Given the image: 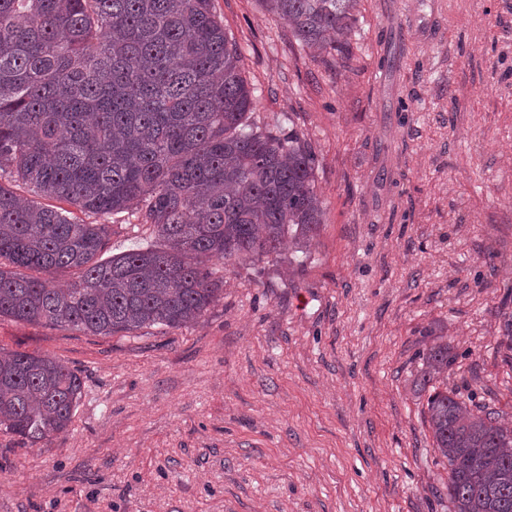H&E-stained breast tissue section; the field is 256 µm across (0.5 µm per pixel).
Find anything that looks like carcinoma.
Here are the masks:
<instances>
[{
  "mask_svg": "<svg viewBox=\"0 0 512 512\" xmlns=\"http://www.w3.org/2000/svg\"><path fill=\"white\" fill-rule=\"evenodd\" d=\"M306 48L345 49L356 0H258ZM241 55L212 0H0V178L92 215L132 208L161 248L108 258V224L80 223L0 183V316L94 336L205 316L209 266L306 247L323 224L316 156L251 127ZM53 274L75 271L58 288ZM438 337L414 379L453 512H512V428L448 387ZM80 376L0 348V430L35 445L71 421Z\"/></svg>",
  "mask_w": 512,
  "mask_h": 512,
  "instance_id": "1",
  "label": "carcinoma"
}]
</instances>
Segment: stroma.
I'll return each mask as SVG.
<instances>
[{"label":"stroma","mask_w":512,"mask_h":512,"mask_svg":"<svg viewBox=\"0 0 512 512\" xmlns=\"http://www.w3.org/2000/svg\"><path fill=\"white\" fill-rule=\"evenodd\" d=\"M254 126L316 155L323 223L227 267L198 322L92 336L0 317V347L82 379L64 431H0V512H449L413 381L512 427V0H358L314 54L258 0H215ZM109 254L158 242L109 217Z\"/></svg>","instance_id":"35a3bbf8"}]
</instances>
